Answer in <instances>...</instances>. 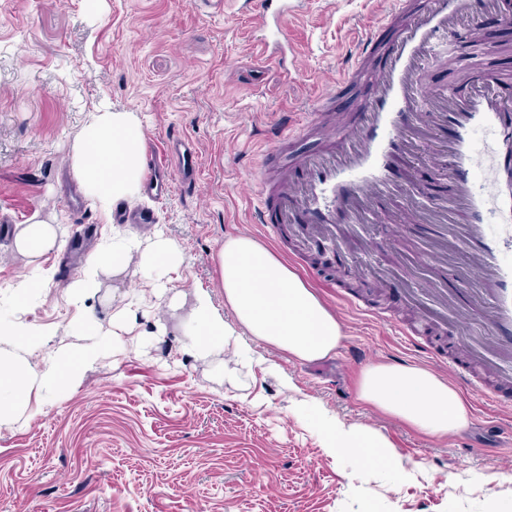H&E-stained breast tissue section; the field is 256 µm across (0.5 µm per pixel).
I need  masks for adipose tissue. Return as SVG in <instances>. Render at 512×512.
Here are the masks:
<instances>
[{
  "label": "adipose tissue",
  "mask_w": 512,
  "mask_h": 512,
  "mask_svg": "<svg viewBox=\"0 0 512 512\" xmlns=\"http://www.w3.org/2000/svg\"><path fill=\"white\" fill-rule=\"evenodd\" d=\"M145 133L130 112H100L81 129L73 145L71 169L85 197L101 206L131 202L141 195ZM62 245L59 225L39 219L17 225L15 252L37 267L35 277L15 290V307L27 301L50 279L39 262ZM185 254L161 228L148 234L114 227L84 260L79 276L67 284L72 302L94 295L104 272H124L129 263L153 278L156 304L177 308L179 293L168 286V276L180 268ZM215 262L224 290L223 306H216L209 289L194 291L187 326L185 352L194 360L218 362L231 348L241 362H252L249 339H257L302 361L332 354L342 328L335 315L294 271L247 236L224 240ZM233 320H226L225 311ZM85 344L51 347L49 339L34 334L23 323L0 317V429L19 423L31 397L53 399L80 383L84 371L101 357V328L88 320L78 329ZM358 398L365 405L393 416L426 435L441 438L468 423V408L459 392L432 371L403 364H376L358 380ZM315 428L333 454L392 471L400 466L384 451L376 430L348 425L325 412L316 414Z\"/></svg>",
  "instance_id": "obj_1"
}]
</instances>
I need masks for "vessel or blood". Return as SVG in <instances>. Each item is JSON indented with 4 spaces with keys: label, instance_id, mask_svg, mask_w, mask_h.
I'll return each mask as SVG.
<instances>
[{
    "label": "vessel or blood",
    "instance_id": "obj_1",
    "mask_svg": "<svg viewBox=\"0 0 512 512\" xmlns=\"http://www.w3.org/2000/svg\"><path fill=\"white\" fill-rule=\"evenodd\" d=\"M305 0H257L256 50L281 77L296 74L288 63L286 26ZM496 0H394L382 26L374 27L356 48L352 61L315 100L310 112L283 114L264 132L265 157L258 175L254 208L257 223L268 232L284 224H316L325 229L358 224L354 204L394 191H405L402 160L411 150L410 135L423 113H434L450 130L441 148L442 172L454 185L448 214L462 222V243L469 254L477 288L468 289L467 316L481 319L494 352L509 362L488 374L459 369L469 388L496 399L488 379L512 385V105L499 95L503 82L480 66L483 46L478 20ZM470 20L464 51L446 36L458 21ZM457 66L469 91L439 97L422 90L419 70L439 53ZM364 88L357 114H338L334 103L348 88ZM313 140L317 149L300 150ZM151 172H166L168 183L187 188L196 182L194 143L168 139L148 159ZM427 326L422 314L398 321L400 335L423 354Z\"/></svg>",
    "mask_w": 512,
    "mask_h": 512
}]
</instances>
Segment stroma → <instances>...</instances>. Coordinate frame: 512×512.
Returning a JSON list of instances; mask_svg holds the SVG:
<instances>
[{"label": "stroma", "instance_id": "35a3bbf8", "mask_svg": "<svg viewBox=\"0 0 512 512\" xmlns=\"http://www.w3.org/2000/svg\"><path fill=\"white\" fill-rule=\"evenodd\" d=\"M392 0H306L287 36L305 83L284 81L260 62L250 39L249 0H0V314H19L38 334L65 338L94 316L112 326L114 308L147 286L135 266L106 275L85 305L64 288L94 244L111 235L115 213L84 201L64 202L72 147L92 114L131 112L148 147L170 136L191 139L199 153L195 188L173 186L151 207L155 223L183 249L171 273L182 307L133 320L139 348L109 337L108 356L52 403L31 399L26 424L0 430V512H494L512 500V409L464 392L469 423L445 438L428 436L358 399V378L375 363L423 366L387 322L342 306L329 273L352 268L358 282L384 290L389 311L406 294L440 310L429 284L468 270L457 237L417 222L396 229L407 203L393 195L375 223L308 266L294 248L253 221V179L265 145L262 131L284 112L302 113L348 62ZM491 70L512 75V17L504 8L479 20ZM431 136L408 169L424 210L446 207L447 177L427 158L448 139L447 127L422 116ZM38 217L60 225L61 250L42 259L54 278L23 311L14 290L29 280L28 258L12 249L16 225ZM255 239L304 276L342 325L329 358L301 362L255 344L259 363L244 368L224 352L223 369L182 350L196 287L216 305L212 257L227 238ZM236 373L228 382L227 373ZM310 401L348 425L377 430L405 477L327 454L312 418L294 401Z\"/></svg>", "mask_w": 512, "mask_h": 512}]
</instances>
